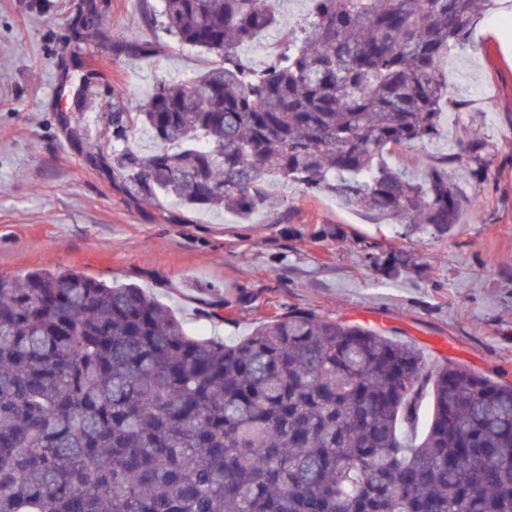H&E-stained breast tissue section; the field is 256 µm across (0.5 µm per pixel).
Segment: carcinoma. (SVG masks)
I'll return each mask as SVG.
<instances>
[{"label": "carcinoma", "instance_id": "carcinoma-1", "mask_svg": "<svg viewBox=\"0 0 512 512\" xmlns=\"http://www.w3.org/2000/svg\"><path fill=\"white\" fill-rule=\"evenodd\" d=\"M280 2L161 0L163 28L218 62L133 112L116 93L96 157L244 219L278 177L448 235L479 196L385 154L439 134L476 0H309L299 35ZM271 29L282 50L254 68L240 51ZM141 130L149 156L128 145ZM498 154L474 136L452 162L479 181ZM0 512H512V387L311 312L226 343L132 284L0 275Z\"/></svg>", "mask_w": 512, "mask_h": 512}]
</instances>
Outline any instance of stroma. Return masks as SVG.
Listing matches in <instances>:
<instances>
[{
	"label": "stroma",
	"mask_w": 512,
	"mask_h": 512,
	"mask_svg": "<svg viewBox=\"0 0 512 512\" xmlns=\"http://www.w3.org/2000/svg\"><path fill=\"white\" fill-rule=\"evenodd\" d=\"M0 0V274L72 268L135 283L194 332L231 343L291 309L374 329L427 366L512 385V14L489 0L448 66L437 138L390 155L422 171L479 123L500 152L484 182L452 168L479 210L436 239L268 178L247 223L146 196L91 157L110 138L112 89L142 101L155 81L215 61L160 25V0ZM152 44L151 56L139 48Z\"/></svg>",
	"instance_id": "obj_1"
}]
</instances>
